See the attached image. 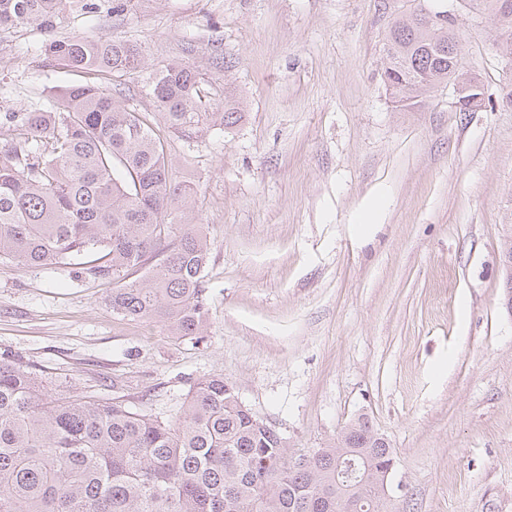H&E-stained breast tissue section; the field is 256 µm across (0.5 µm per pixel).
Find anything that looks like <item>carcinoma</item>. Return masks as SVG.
I'll return each mask as SVG.
<instances>
[{"label": "carcinoma", "mask_w": 512, "mask_h": 512, "mask_svg": "<svg viewBox=\"0 0 512 512\" xmlns=\"http://www.w3.org/2000/svg\"><path fill=\"white\" fill-rule=\"evenodd\" d=\"M501 34L512 38V0H491ZM131 0L89 4L120 16ZM66 0H0V28L50 27ZM422 30L401 16L382 46V80L394 103L414 108L448 82H474L460 56L440 48L453 36L448 11ZM45 54L84 74L50 91L49 107L6 112L0 123L26 135L0 148V261L68 265L77 278L112 280L105 304L130 320L161 324L171 336L199 337L210 251L194 222V189L175 180L166 142L147 117L105 94L102 81L143 63L121 39L73 35ZM182 62L158 71L147 95L167 127L190 136L209 121L226 128L243 102L202 88ZM224 106V111L213 108ZM180 227L171 251L141 277L146 257ZM383 467L389 443L357 419L319 449L309 469H288V448L240 406L221 375L188 392L172 420L121 402L76 393L58 397L35 372L0 359V512H336V449Z\"/></svg>", "instance_id": "cac0c4a2"}]
</instances>
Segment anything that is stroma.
<instances>
[{
  "mask_svg": "<svg viewBox=\"0 0 512 512\" xmlns=\"http://www.w3.org/2000/svg\"><path fill=\"white\" fill-rule=\"evenodd\" d=\"M68 0L53 32L0 31V113L79 81L49 37L138 43L107 93L151 115L175 60L247 104L232 129L158 126L210 241L208 327L178 338L112 314L107 281L0 263V358L54 394L88 392L164 419L218 374L288 448L326 447L366 417L395 466L385 512H512V64L478 0H132L121 16ZM450 11L464 71L398 107L381 78L398 16ZM230 60L231 72L219 68ZM454 106L467 112H478L485 107V92L483 88H475L461 83L453 85ZM482 92V93H479Z\"/></svg>",
  "mask_w": 512,
  "mask_h": 512,
  "instance_id": "stroma-1",
  "label": "stroma"
}]
</instances>
